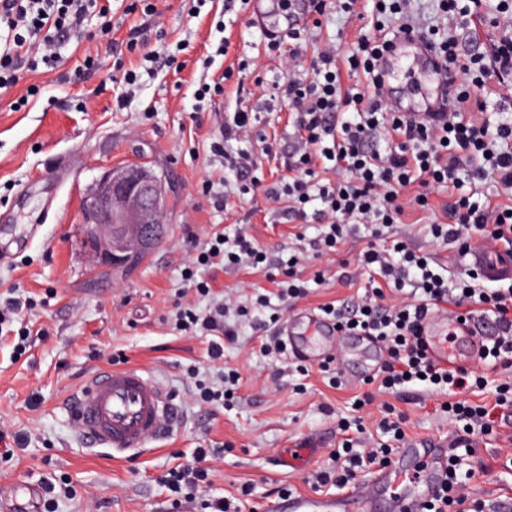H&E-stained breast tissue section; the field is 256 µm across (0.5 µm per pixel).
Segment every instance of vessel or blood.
I'll return each mask as SVG.
<instances>
[{
    "instance_id": "b4317fda",
    "label": "vessel or blood",
    "mask_w": 512,
    "mask_h": 512,
    "mask_svg": "<svg viewBox=\"0 0 512 512\" xmlns=\"http://www.w3.org/2000/svg\"><path fill=\"white\" fill-rule=\"evenodd\" d=\"M414 52V65L434 73L439 88L451 81L437 68L435 56L422 52L417 34L397 41L378 63L383 81H390L387 62ZM471 266L491 282L512 280V255L493 244L468 254ZM282 336L291 351L307 362H318L345 350V337L333 323L315 310L290 316ZM422 338L430 358L442 367H463L479 355L480 343L471 322L440 310L425 320ZM171 396L158 383L132 366H108L88 380L70 410L71 422L86 447L99 448L124 459L144 456L174 419ZM448 463L444 439L408 443L390 465L366 482L324 496L292 493L278 497L268 512H421L422 505L442 489Z\"/></svg>"
}]
</instances>
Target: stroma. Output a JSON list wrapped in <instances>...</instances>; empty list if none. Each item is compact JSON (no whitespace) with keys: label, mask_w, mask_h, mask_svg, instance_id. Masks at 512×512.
<instances>
[{"label":"stroma","mask_w":512,"mask_h":512,"mask_svg":"<svg viewBox=\"0 0 512 512\" xmlns=\"http://www.w3.org/2000/svg\"><path fill=\"white\" fill-rule=\"evenodd\" d=\"M155 5L157 15L149 16L138 0H110L116 45L65 40L57 69L20 70L17 84L0 92V228L22 225L25 242L0 261V295L23 294L34 303L24 320L0 334V432L8 435L0 447V491L51 483L73 489L58 495L55 512H163L170 492L162 477L192 460L195 449L213 447L218 455L209 495L233 494L247 485L254 512H266L282 484L309 492L307 478L323 466L327 450L340 444L341 420L362 415L368 433H375L387 403L407 413L409 441L453 435L457 425L440 411L443 397L436 391L412 385L394 394L380 392L373 405L358 412L353 402L365 389L362 379L346 375L334 388L318 365L303 368L291 355L261 353L259 327L270 313L284 320L365 294L370 282L358 264L367 243L404 242L427 254L431 266L444 269L453 282L466 279L468 269L455 245L430 240L428 211L413 213L407 224L352 226L335 253L319 257L308 249L319 225L286 223L263 196L229 210L216 207L225 173L210 144L234 112L257 106L262 83L281 78L284 63L265 53L267 34L252 23L250 11L234 14L233 25L221 33L215 25L224 0L201 6L196 0H156ZM360 27L351 15H325L312 44L303 48L302 61L327 43L348 49ZM133 38L146 41L154 62L137 63L124 46ZM224 38L228 53L216 55ZM88 55L96 58V71L85 82L72 83ZM171 57L186 61V68L177 73L166 67ZM244 61L254 72L225 82L223 97L198 100L200 84ZM130 66L137 72L135 84L118 81L119 68ZM32 87L37 93L31 97ZM23 96L28 105L13 110V101ZM260 129L265 142H235L232 150L257 154L269 142L282 153L293 141L286 106L262 108ZM132 161L163 175L170 187L167 232L137 265L114 271L94 262L82 244L84 199L103 171ZM207 180L213 184L209 195L201 192ZM242 227L270 258L302 250L296 270L306 290L288 305L275 300L270 309L253 311L238 336L225 342L223 358L213 360L208 338L174 330L172 313L193 248L215 232L234 240ZM198 275L215 295L231 292L243 304L272 288L260 267H204ZM22 330L29 336L19 355L15 346ZM115 363L142 369L183 402L170 438L130 461H110L80 447L63 409L92 373ZM225 369L240 376L233 397L213 407L196 406L191 371L215 381ZM291 448L311 454L300 467L279 466L280 455ZM506 448L491 436L478 452L491 471L472 478L471 486L489 506L512 490V473L501 467Z\"/></svg>","instance_id":"stroma-1"}]
</instances>
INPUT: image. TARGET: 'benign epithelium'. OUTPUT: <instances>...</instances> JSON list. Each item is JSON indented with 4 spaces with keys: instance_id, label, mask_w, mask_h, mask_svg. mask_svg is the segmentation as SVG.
<instances>
[{
    "instance_id": "7a95c632",
    "label": "benign epithelium",
    "mask_w": 512,
    "mask_h": 512,
    "mask_svg": "<svg viewBox=\"0 0 512 512\" xmlns=\"http://www.w3.org/2000/svg\"><path fill=\"white\" fill-rule=\"evenodd\" d=\"M169 187L153 170L125 166L104 173L85 200L82 237L89 254L109 268H124L162 237Z\"/></svg>"
}]
</instances>
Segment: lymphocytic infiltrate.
<instances>
[{"label": "lymphocytic infiltrate", "mask_w": 512, "mask_h": 512, "mask_svg": "<svg viewBox=\"0 0 512 512\" xmlns=\"http://www.w3.org/2000/svg\"><path fill=\"white\" fill-rule=\"evenodd\" d=\"M359 0H310L311 16L301 26L269 38V54L284 58L289 72L272 83L269 98L286 103L293 115L295 140L282 165L285 177L265 182L258 175L262 162L251 153H228L232 141H247L255 134L251 112H236L225 122L220 139L211 144L213 156L224 159L238 180L239 202L263 194L289 221H312L322 225L323 235L314 241L316 255L335 252L353 224H397L407 209H427L429 192L437 185H455L461 172L472 180H492L503 192L512 191V122L489 127L481 118L483 102L471 94L490 79L512 75V0H498L494 13L483 10V0H440L435 24L420 26L409 0H373L374 19L367 24L351 50L336 47L318 50L305 76L295 74L297 59L310 40L320 17L341 8L355 13ZM96 11L100 39L112 36V13L98 0H0V89L12 87L22 65L31 69L57 68L58 41L82 38L83 21ZM491 27L494 37L474 45L473 22ZM419 33L425 47L435 53L443 68L457 79V107L452 112H428L411 118L391 111L389 92L382 83L377 63L399 34ZM354 82L341 84L342 72ZM355 112L352 121L341 120L344 112ZM391 140L387 152H380V138ZM320 208H312V201ZM433 242L456 244L460 251L488 242L504 244L512 251V205L459 198L444 206L439 220L430 224ZM266 255L244 233L233 248H226L223 234L216 233L187 265L182 277L200 296L210 293L208 282L195 278L196 266H259ZM360 263L373 271L375 285L355 301L321 305L326 316L339 328L359 332L381 341L386 358L372 380L388 393L410 384L424 383L445 394L442 404L460 429L457 442L472 450L478 439L512 424V381L495 389L492 406L459 401L460 393L482 386V378L467 367L447 369L435 365L417 339L420 322L440 306L454 308L457 316L489 320L493 335L481 358L493 368L512 371V288H486L478 275L456 286L430 267L425 255L409 247L398 253L367 246ZM416 278L418 296L402 294L408 278ZM235 311L248 316L244 306L219 301L202 310L192 304L180 306L178 331L210 337L209 356L224 354L225 340L237 331L225 315ZM391 450L385 444L374 448L355 447L345 438L340 447L327 452L328 465L312 478V489L344 488L357 481L360 473L390 464ZM214 451L196 449L192 462L168 470L163 481L172 493L168 512H180L183 504L198 503L200 512H244L245 496L210 497L206 494L213 470L209 464ZM460 455L448 457L447 479L436 498L422 506V512H484L483 502L468 491L460 473Z\"/></svg>", "instance_id": "1"}]
</instances>
